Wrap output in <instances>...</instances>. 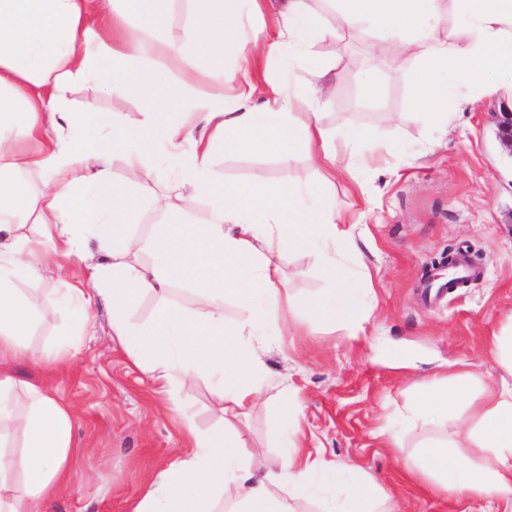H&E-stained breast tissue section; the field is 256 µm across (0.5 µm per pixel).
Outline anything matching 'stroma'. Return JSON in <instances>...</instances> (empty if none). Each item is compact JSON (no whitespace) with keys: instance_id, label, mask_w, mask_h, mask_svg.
I'll return each instance as SVG.
<instances>
[{"instance_id":"obj_1","label":"stroma","mask_w":512,"mask_h":512,"mask_svg":"<svg viewBox=\"0 0 512 512\" xmlns=\"http://www.w3.org/2000/svg\"><path fill=\"white\" fill-rule=\"evenodd\" d=\"M401 52L399 41L379 40L368 28L312 49L314 59L335 66L338 75L325 108L329 127L368 129L364 153L395 149L378 169L351 175L346 168L352 148L336 143L332 190L360 219L355 248L340 261L354 276L370 277L377 307L356 336L310 315L266 322L265 385L248 415L234 425L249 448L278 457L284 435L271 426L269 414L278 400L279 378L288 374L301 409L295 435L301 448L372 477L393 512H489L482 500L437 496L416 475L422 446L456 441L455 418L409 432L399 450L386 447L382 433L441 367L455 365L487 386L506 375L492 342L512 328V154L497 140L495 115L512 110V87L491 93L482 85L458 84L448 97L447 124L431 127L413 109L409 78L418 60H409L402 72H389ZM371 64L378 69V85L368 97L358 76ZM72 98L77 123L83 120L82 104L90 100L100 111L123 112L132 120L140 112L135 97L115 99L91 84L77 87ZM213 171L220 185L320 179L300 148L286 163L273 154L221 151ZM459 251L479 268V277L428 300L429 275ZM61 270L76 279L87 274L77 260ZM61 270L51 265L41 280L17 284L30 313L28 343L48 349L67 343L73 353L50 380L75 409L81 453L72 463L71 486L45 512H131L154 475L190 452L188 436L167 393L112 340L106 310L94 308L85 325L65 307L51 321L38 319ZM283 275L294 296H314L329 286L308 252L290 255ZM182 400L199 430L222 426V404L209 380L187 381Z\"/></svg>"}]
</instances>
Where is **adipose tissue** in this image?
<instances>
[{
    "instance_id": "adipose-tissue-1",
    "label": "adipose tissue",
    "mask_w": 512,
    "mask_h": 512,
    "mask_svg": "<svg viewBox=\"0 0 512 512\" xmlns=\"http://www.w3.org/2000/svg\"><path fill=\"white\" fill-rule=\"evenodd\" d=\"M171 0H0V512H42L73 482L77 453L74 411L52 388L17 376L14 362L48 371L71 358L68 347L34 348L24 340L27 311L17 281L39 275L50 256L84 258L98 246L101 260L85 281L57 277L50 302L88 317L109 312L111 336L131 361L179 404L187 378L215 380L224 413L237 418L255 404L264 370L267 317L311 313L326 325L358 335L371 316L374 291L336 262L352 234L330 184L336 177V139L363 142L349 127L335 134L319 107L333 92L336 70L309 65L304 84L258 74L257 63L307 59L310 48L366 23L380 39L424 47L415 71L414 105L431 125L448 122L447 78L494 87L512 80V0H457L464 25L455 42L433 40L442 0H275L269 41L251 39L245 18L262 0H188L192 20L177 41L162 39ZM234 59V68L223 66ZM185 72L188 92L162 77L172 63ZM205 78L210 91L191 85ZM93 82L115 97L135 94L141 117L87 107L73 122L69 95ZM290 159L300 145L323 171L319 184L257 180L217 187L212 165L219 145ZM162 157L170 177L152 205L169 212L175 201L203 200V224H169L149 237L134 233L142 193L120 183L115 159L138 174ZM40 175L32 192L22 171ZM42 225L50 251L29 246L23 224ZM315 254L330 281L318 296H289L281 266L289 253ZM155 255L152 265L137 255ZM250 287H240L241 278ZM181 283L198 293L190 307L174 303ZM144 295L159 302L152 321L133 325ZM235 297L251 315L224 324V302ZM468 376H441L406 407L388 445H404L407 430L444 420L468 397ZM192 453L159 471L132 512H388L372 478L290 450L279 460L248 450L230 428L198 431L184 422ZM461 433L483 466L457 458L447 443L424 447L419 477L435 492L492 499L512 512V383L486 390L461 420Z\"/></svg>"
}]
</instances>
